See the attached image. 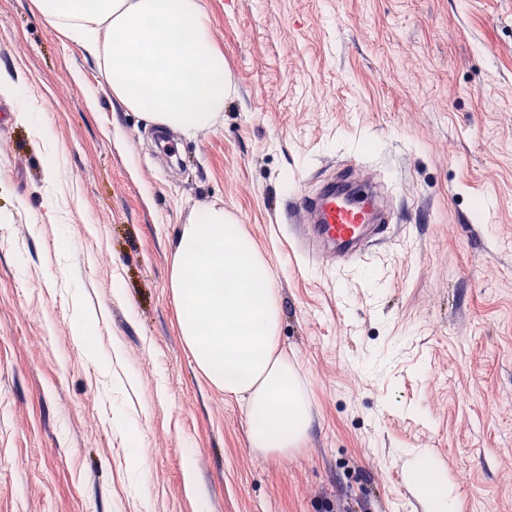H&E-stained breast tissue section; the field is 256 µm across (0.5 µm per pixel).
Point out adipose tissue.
I'll list each match as a JSON object with an SVG mask.
<instances>
[{
  "label": "adipose tissue",
  "mask_w": 512,
  "mask_h": 512,
  "mask_svg": "<svg viewBox=\"0 0 512 512\" xmlns=\"http://www.w3.org/2000/svg\"><path fill=\"white\" fill-rule=\"evenodd\" d=\"M67 41L94 56L113 96L150 122L192 134L210 126L232 88L204 0H34ZM169 287L199 370L247 411L251 448L286 455L311 425L307 391L280 348L281 297L269 262L218 205L204 206L176 240ZM427 512H458L447 472L417 448L404 465Z\"/></svg>",
  "instance_id": "ef3b65f1"
}]
</instances>
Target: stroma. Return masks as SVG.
I'll return each mask as SVG.
<instances>
[{
	"label": "stroma",
	"instance_id": "1",
	"mask_svg": "<svg viewBox=\"0 0 512 512\" xmlns=\"http://www.w3.org/2000/svg\"><path fill=\"white\" fill-rule=\"evenodd\" d=\"M206 5L234 92L170 159L33 0H0V512H425L415 448L459 512H512V0ZM347 166L393 229L328 265L283 212ZM209 204L276 276L312 407L287 456L252 452L180 335L173 247ZM404 464L407 481L417 486L425 499L428 512H458L457 495L448 482L447 472L439 465L431 452L417 448L409 453Z\"/></svg>",
	"mask_w": 512,
	"mask_h": 512
}]
</instances>
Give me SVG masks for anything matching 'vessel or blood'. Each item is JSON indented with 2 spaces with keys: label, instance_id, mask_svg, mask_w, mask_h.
<instances>
[{
  "label": "vessel or blood",
  "instance_id": "obj_1",
  "mask_svg": "<svg viewBox=\"0 0 512 512\" xmlns=\"http://www.w3.org/2000/svg\"><path fill=\"white\" fill-rule=\"evenodd\" d=\"M293 223L315 240L321 255L337 264L361 257L391 233V212L381 186L344 169L318 191L296 195L288 212Z\"/></svg>",
  "mask_w": 512,
  "mask_h": 512
}]
</instances>
